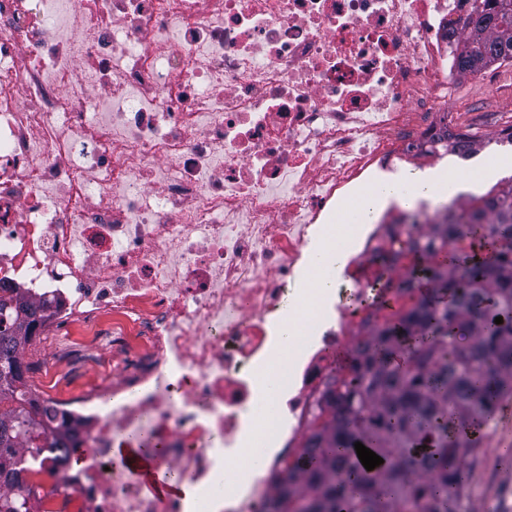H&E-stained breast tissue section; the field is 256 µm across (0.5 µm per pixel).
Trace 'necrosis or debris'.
Segmentation results:
<instances>
[{"instance_id":"1","label":"necrosis or debris","mask_w":512,"mask_h":512,"mask_svg":"<svg viewBox=\"0 0 512 512\" xmlns=\"http://www.w3.org/2000/svg\"><path fill=\"white\" fill-rule=\"evenodd\" d=\"M470 0H0V282L44 306L51 366L24 378L81 444L15 455L30 512H193L114 458L147 440L214 512H270L336 355L368 335L452 197L364 225L334 316L318 323L248 482L224 462L251 433L258 369L347 199L435 167Z\"/></svg>"}]
</instances>
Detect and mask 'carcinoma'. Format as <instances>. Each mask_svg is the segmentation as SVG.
<instances>
[{"instance_id":"carcinoma-1","label":"carcinoma","mask_w":512,"mask_h":512,"mask_svg":"<svg viewBox=\"0 0 512 512\" xmlns=\"http://www.w3.org/2000/svg\"><path fill=\"white\" fill-rule=\"evenodd\" d=\"M469 37L450 40L456 69L479 70L512 59V0H475ZM446 151L475 148L469 136H446ZM407 280L394 294L399 306L374 326L348 357L350 376L325 392L319 423L304 452L285 465L275 512H448L464 495L462 473L475 448L449 422L477 423L512 395V176L495 194L474 198L426 237L400 249ZM462 271L458 280L453 272ZM43 308L0 288V512H29L14 452L30 450L55 431L57 410L26 401L21 383L28 365L21 337ZM503 323H495L496 317ZM422 440L430 451L412 456ZM360 442L388 459L371 471L352 454ZM51 447L73 464L75 432L55 435Z\"/></svg>"}]
</instances>
